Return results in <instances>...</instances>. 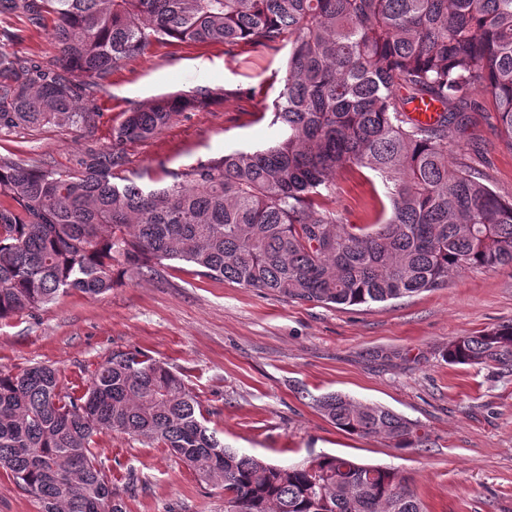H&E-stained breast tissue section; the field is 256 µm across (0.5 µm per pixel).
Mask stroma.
I'll list each match as a JSON object with an SVG mask.
<instances>
[{"instance_id":"35a3bbf8","label":"stroma","mask_w":512,"mask_h":512,"mask_svg":"<svg viewBox=\"0 0 512 512\" xmlns=\"http://www.w3.org/2000/svg\"><path fill=\"white\" fill-rule=\"evenodd\" d=\"M285 56L244 44L154 46L99 94L93 137L55 124L3 129L0 155L72 168L87 150L111 145L130 107L198 86L226 89L225 100L126 145L128 170L154 185L165 171L273 141L270 107ZM471 96L481 107L476 122L465 132L449 128L448 143H467L471 164L511 198L512 147L499 138L486 92ZM336 183L344 223H368L372 175L347 172ZM510 322V267L471 269L447 287L384 303L324 306L167 261L141 278L119 274L99 298L74 292L49 310L0 321V371L47 364L81 391L112 352L136 349L180 374L227 447L281 466L328 453L392 467L411 478L426 512H512V367L445 358L455 337ZM333 391L418 422L427 447L404 452L336 429L312 405ZM93 448L126 512H224L223 490L201 483L168 449L119 432L98 434Z\"/></svg>"}]
</instances>
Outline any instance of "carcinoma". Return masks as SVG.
<instances>
[{"label": "carcinoma", "mask_w": 512, "mask_h": 512, "mask_svg": "<svg viewBox=\"0 0 512 512\" xmlns=\"http://www.w3.org/2000/svg\"><path fill=\"white\" fill-rule=\"evenodd\" d=\"M0 128L68 125L92 133L111 76L157 44L288 47L272 103L277 140L235 150L147 188L126 175L124 146L159 134L227 91L173 92L127 112L112 145L59 170L0 157V320L47 310L79 291L112 290L164 261L302 303L355 306L448 286L473 268L512 267V199L464 158L479 86L512 147V0H0ZM34 32L55 54L8 49ZM438 103L431 123L416 101ZM379 179L366 225L336 211L346 168ZM450 365L512 361V323L458 336ZM337 429L422 448L420 425L339 393L314 399ZM120 432L167 448L224 490V512H425L394 468L322 454L267 463L224 446L197 396L164 362L117 351L82 393L58 371H0V468L41 512H125L94 436Z\"/></svg>", "instance_id": "cac0c4a2"}]
</instances>
